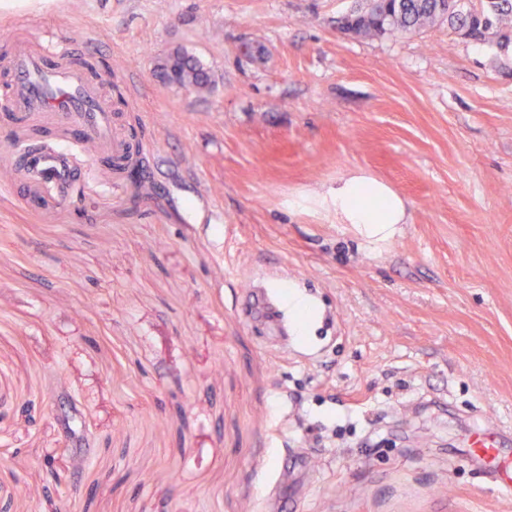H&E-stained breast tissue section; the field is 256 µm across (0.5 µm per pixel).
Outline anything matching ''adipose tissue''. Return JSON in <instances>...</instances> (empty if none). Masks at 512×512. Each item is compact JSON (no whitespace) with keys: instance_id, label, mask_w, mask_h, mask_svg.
I'll list each match as a JSON object with an SVG mask.
<instances>
[{"instance_id":"obj_1","label":"adipose tissue","mask_w":512,"mask_h":512,"mask_svg":"<svg viewBox=\"0 0 512 512\" xmlns=\"http://www.w3.org/2000/svg\"><path fill=\"white\" fill-rule=\"evenodd\" d=\"M327 200L342 223L355 225L373 243L387 240L396 225L407 221L404 199L387 184L363 174L338 182Z\"/></svg>"}]
</instances>
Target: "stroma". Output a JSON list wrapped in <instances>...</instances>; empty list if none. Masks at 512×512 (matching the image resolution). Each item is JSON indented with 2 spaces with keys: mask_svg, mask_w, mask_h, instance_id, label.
<instances>
[{
  "mask_svg": "<svg viewBox=\"0 0 512 512\" xmlns=\"http://www.w3.org/2000/svg\"><path fill=\"white\" fill-rule=\"evenodd\" d=\"M360 4L0 0V83L48 35L111 64L112 149L148 192L72 130L82 176L44 192L19 156L56 123L0 110V512H254L272 478L270 512H512L470 455L498 422L512 463V52L338 31ZM177 49L210 90L159 81ZM353 173L406 200L390 240L324 201ZM262 270L321 299L298 319L318 359L260 345L240 304Z\"/></svg>",
  "mask_w": 512,
  "mask_h": 512,
  "instance_id": "obj_1",
  "label": "stroma"
}]
</instances>
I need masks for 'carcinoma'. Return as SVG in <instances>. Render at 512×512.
<instances>
[{"label": "carcinoma", "instance_id": "cac0c4a2", "mask_svg": "<svg viewBox=\"0 0 512 512\" xmlns=\"http://www.w3.org/2000/svg\"><path fill=\"white\" fill-rule=\"evenodd\" d=\"M436 24H446L448 31L476 44L512 48V0H366L339 29L372 37L418 34ZM167 69L176 84H190L198 92L211 87L209 70L186 52L167 60Z\"/></svg>", "mask_w": 512, "mask_h": 512}]
</instances>
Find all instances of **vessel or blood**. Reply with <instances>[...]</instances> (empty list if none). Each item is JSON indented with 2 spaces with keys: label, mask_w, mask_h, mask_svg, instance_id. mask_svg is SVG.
<instances>
[{
  "label": "vessel or blood",
  "mask_w": 512,
  "mask_h": 512,
  "mask_svg": "<svg viewBox=\"0 0 512 512\" xmlns=\"http://www.w3.org/2000/svg\"><path fill=\"white\" fill-rule=\"evenodd\" d=\"M68 48L51 40L40 48L13 55L6 63L11 79L7 97L17 121H24L34 112H46L54 122L82 129L85 136L99 143L112 141L111 114L101 104L98 86L86 72L66 65ZM68 148L60 144L33 146L21 154L24 173L58 184L75 177L68 165ZM241 312L253 324L266 348L288 354L296 351L295 322L292 311L266 275L249 280ZM499 428L478 433L473 455L482 460L497 450Z\"/></svg>",
  "instance_id": "obj_1"
}]
</instances>
